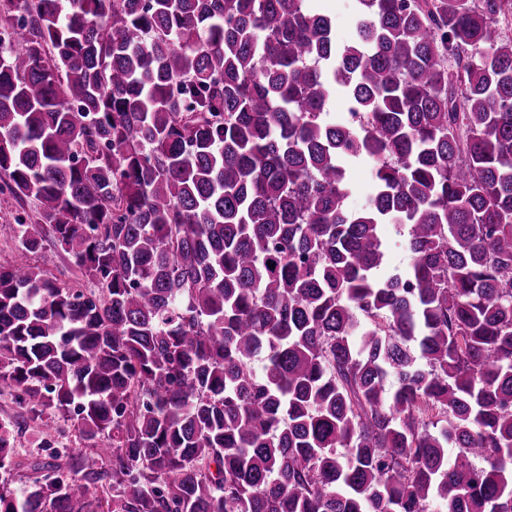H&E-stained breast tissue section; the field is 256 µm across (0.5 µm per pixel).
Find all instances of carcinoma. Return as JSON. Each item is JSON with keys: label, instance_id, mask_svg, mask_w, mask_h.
Listing matches in <instances>:
<instances>
[{"label": "carcinoma", "instance_id": "obj_1", "mask_svg": "<svg viewBox=\"0 0 512 512\" xmlns=\"http://www.w3.org/2000/svg\"><path fill=\"white\" fill-rule=\"evenodd\" d=\"M356 11L0 0L10 231L94 285L0 265V392L87 441L0 512H512V0ZM330 16L336 36L342 43H350L357 37L355 0H319L314 2ZM352 191L347 198V206L352 211L364 209L372 195V174L369 165L356 161L351 167ZM382 234L386 245L387 267L390 270L405 271L410 263V255L406 248L407 226L384 224Z\"/></svg>", "mask_w": 512, "mask_h": 512}]
</instances>
